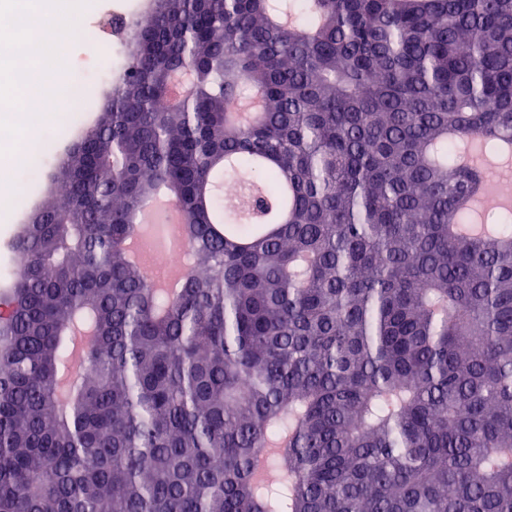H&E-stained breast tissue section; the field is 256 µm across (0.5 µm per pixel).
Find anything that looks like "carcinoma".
Instances as JSON below:
<instances>
[{
    "label": "carcinoma",
    "mask_w": 512,
    "mask_h": 512,
    "mask_svg": "<svg viewBox=\"0 0 512 512\" xmlns=\"http://www.w3.org/2000/svg\"><path fill=\"white\" fill-rule=\"evenodd\" d=\"M0 292V512H512V0H157ZM180 288L127 252L157 197Z\"/></svg>",
    "instance_id": "1"
}]
</instances>
